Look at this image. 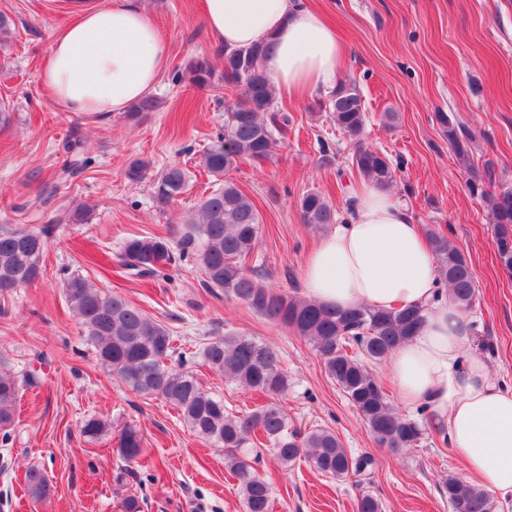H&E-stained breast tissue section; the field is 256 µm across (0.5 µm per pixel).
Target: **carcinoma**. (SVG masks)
Masks as SVG:
<instances>
[{"label":"carcinoma","mask_w":512,"mask_h":512,"mask_svg":"<svg viewBox=\"0 0 512 512\" xmlns=\"http://www.w3.org/2000/svg\"><path fill=\"white\" fill-rule=\"evenodd\" d=\"M269 46L259 43L247 49L223 52L224 85L237 91L236 103L224 111L222 126L211 145L200 155L198 167L222 178L200 199L194 213L179 227L164 234L147 233L125 239L113 255L115 266L137 277H165L182 264L195 265L203 275V287L218 290L245 304L261 317L279 321L307 340L354 406L374 439L389 448H411L424 435L422 425L396 414L379 380L369 368L387 358L420 331L424 323L419 308L377 310L368 306L336 309L310 298L292 297L265 285L258 272L245 265L257 250L261 218L249 195L228 178L238 163L253 165L270 161L277 136L288 126V117L275 106L276 91L263 67ZM215 70L206 57L190 59L179 74L182 82L206 87ZM162 101L144 98L130 107L135 119L157 111ZM331 122L355 144L352 165L359 175L381 187L396 181V169L382 152L364 145L366 108L354 82H342L328 102ZM443 134L460 169L467 174L472 195L486 196L485 178L492 168L474 169L473 138L446 113L438 114ZM149 174V163L135 160L125 177L139 183ZM191 180L189 169L172 164L152 177V200L156 210L166 212L177 202ZM304 224L314 230L336 223V212L326 198L309 191L299 199ZM489 223L494 228L498 265L512 275V185L503 184L489 199ZM54 225L0 230V292L36 283L44 277V257ZM425 235L435 255L441 287L461 310L472 308L476 283L463 250L441 229L428 227ZM63 291L73 315L100 363L131 390L157 396L172 405L180 421L198 437L224 451V462L237 482L245 512H270L271 484L253 463L258 449L269 447L276 459L288 466L306 455L319 471L338 478L365 470L368 457L355 458L343 448L336 433L313 427L301 431L288 422L279 397L289 388L273 348L250 337L226 334L205 343L203 365L225 378L267 398L249 414L238 417L224 406V399L206 393L194 373L166 365L173 349L169 327L120 294L100 291L78 274L67 276ZM34 375L18 377L0 360V442L10 439L16 403L23 388L34 386ZM109 429L101 417L84 421L82 434L96 440ZM117 453L130 461L143 453V437L134 426L119 436ZM27 493L34 499L47 496L43 472L29 468L24 476ZM451 512H495L496 505L484 490L450 476L444 485Z\"/></svg>","instance_id":"obj_1"}]
</instances>
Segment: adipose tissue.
<instances>
[{"instance_id": "1", "label": "adipose tissue", "mask_w": 512, "mask_h": 512, "mask_svg": "<svg viewBox=\"0 0 512 512\" xmlns=\"http://www.w3.org/2000/svg\"><path fill=\"white\" fill-rule=\"evenodd\" d=\"M71 19L51 38L40 78L65 111L123 112L158 86L170 45L138 0H70ZM214 43H266L278 94L303 100L335 87L345 48L306 0H204ZM351 215L331 225L307 257L309 298L329 306L422 309V329L390 356L396 397L427 406L468 472L512 496V387L472 352L469 318L439 292L437 263L420 225L390 191L369 181L352 193Z\"/></svg>"}]
</instances>
